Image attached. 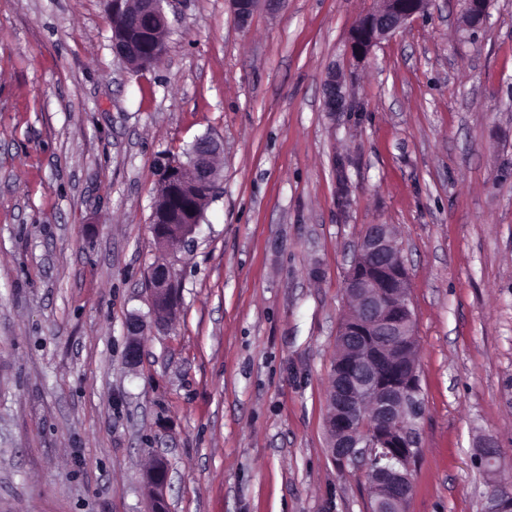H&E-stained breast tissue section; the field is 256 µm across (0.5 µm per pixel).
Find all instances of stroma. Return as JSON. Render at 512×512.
<instances>
[{
    "label": "stroma",
    "instance_id": "stroma-1",
    "mask_svg": "<svg viewBox=\"0 0 512 512\" xmlns=\"http://www.w3.org/2000/svg\"><path fill=\"white\" fill-rule=\"evenodd\" d=\"M377 4L287 0L242 30L226 0H171L164 59L138 71L107 0H0V512H149L160 455L170 512H368L326 417L371 224L395 229L416 320L409 512H484L512 481V0L478 28L431 0L354 59ZM204 136L223 181L163 250L158 163ZM161 261L178 286L160 324ZM342 75L332 72L325 83L324 107L326 112H344L347 101V93L344 91ZM149 290L156 311L170 305V291L174 287V273L169 264L159 263L152 267L148 276Z\"/></svg>",
    "mask_w": 512,
    "mask_h": 512
}]
</instances>
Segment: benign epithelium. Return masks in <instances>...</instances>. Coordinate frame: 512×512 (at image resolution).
Here are the masks:
<instances>
[{"mask_svg": "<svg viewBox=\"0 0 512 512\" xmlns=\"http://www.w3.org/2000/svg\"><path fill=\"white\" fill-rule=\"evenodd\" d=\"M236 24L244 29L254 14L264 9L279 11L285 0H227ZM465 18L477 28L488 16L487 0H465ZM168 0H111L114 15H146L143 27L112 30V46L119 57L131 64L150 53L159 62L165 55L168 31L165 4ZM429 0H380V6L367 13L350 33L353 57L364 58L380 40L390 36L406 22L425 13ZM347 93L342 75H329L324 89V107L331 113L345 110ZM220 144L210 138L196 140V151L188 163L169 161L159 178L153 212L157 213L170 196L182 194V213L176 227L153 225L161 245L186 242L203 217L205 199L199 193H214L223 172L217 163ZM155 310L170 304L174 287L172 267L159 263L148 276ZM346 292L354 308L342 319L336 333V347L342 351L333 376L337 387L329 399L327 426L329 453L340 470L365 468L367 490L384 501V512H408L413 495V471L418 458V439L411 427L421 417L423 405L415 398L418 386L417 358L410 354V337L415 335V317L410 307L408 273L394 244L389 224H372L363 234L346 279ZM401 367L403 376L395 385L381 380L384 363ZM374 418L379 428L367 435L358 434V420ZM497 442L483 439L479 459L494 464ZM169 467L157 458L145 474L151 512H168L163 490L169 482ZM487 512H512V495L497 493L489 499Z\"/></svg>", "mask_w": 512, "mask_h": 512, "instance_id": "benign-epithelium-1", "label": "benign epithelium"}]
</instances>
